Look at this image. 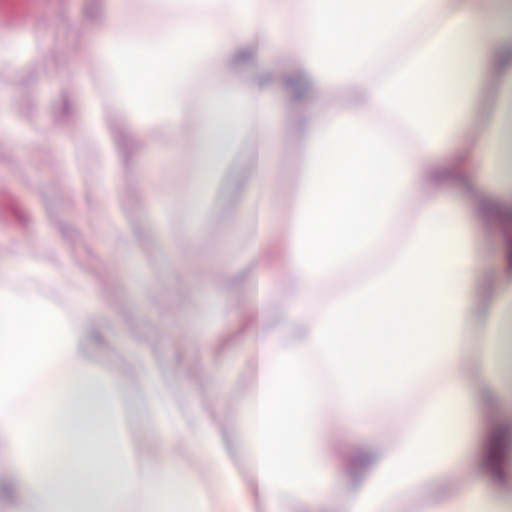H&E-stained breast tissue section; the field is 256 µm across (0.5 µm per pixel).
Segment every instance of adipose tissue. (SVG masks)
Returning a JSON list of instances; mask_svg holds the SVG:
<instances>
[{
	"instance_id": "adipose-tissue-1",
	"label": "adipose tissue",
	"mask_w": 512,
	"mask_h": 512,
	"mask_svg": "<svg viewBox=\"0 0 512 512\" xmlns=\"http://www.w3.org/2000/svg\"><path fill=\"white\" fill-rule=\"evenodd\" d=\"M92 53L129 116L111 129L77 74L106 180L144 157L192 167L174 196L142 179L159 223H198L250 140L228 188L251 248H224L244 291L224 323L249 336L224 382L250 388L219 435L132 349L162 447L206 457V492L139 451L92 361L97 312L1 288L0 448L28 488L13 512H404L410 491L419 512H512V0H110ZM163 64L157 85L135 76Z\"/></svg>"
}]
</instances>
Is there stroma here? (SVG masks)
Masks as SVG:
<instances>
[{
    "mask_svg": "<svg viewBox=\"0 0 512 512\" xmlns=\"http://www.w3.org/2000/svg\"><path fill=\"white\" fill-rule=\"evenodd\" d=\"M95 2L40 0L22 21L30 40L0 39V269L36 262L41 272L11 278V287L62 311L79 298L99 311L104 338L96 363L106 374L126 371L128 420L143 447L152 448V401L130 373L131 344L154 354L170 398L184 412L210 416L218 432L242 415L244 381L221 396L215 384L247 343L224 333V241L234 238L247 252L250 230L235 223L238 200L225 196L219 178L200 223H181L174 213L158 230L152 213L137 206L125 233L113 232L114 189L102 176L97 137L82 124L73 78L84 63L102 96H113L110 73L88 52L99 22ZM176 259L195 289L170 279ZM201 315L210 322L204 349Z\"/></svg>",
    "mask_w": 512,
    "mask_h": 512,
    "instance_id": "35a3bbf8",
    "label": "stroma"
}]
</instances>
